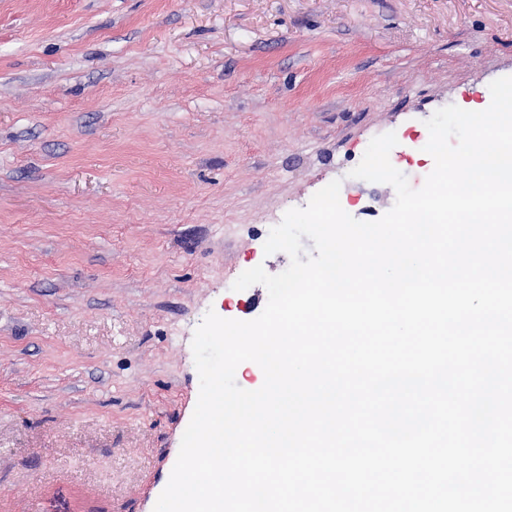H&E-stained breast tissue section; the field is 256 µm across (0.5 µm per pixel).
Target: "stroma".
I'll list each match as a JSON object with an SVG mask.
<instances>
[{"instance_id":"35a3bbf8","label":"stroma","mask_w":512,"mask_h":512,"mask_svg":"<svg viewBox=\"0 0 512 512\" xmlns=\"http://www.w3.org/2000/svg\"><path fill=\"white\" fill-rule=\"evenodd\" d=\"M505 76L512 0H0V512H154L270 229L336 179L378 220L371 139L420 188Z\"/></svg>"}]
</instances>
